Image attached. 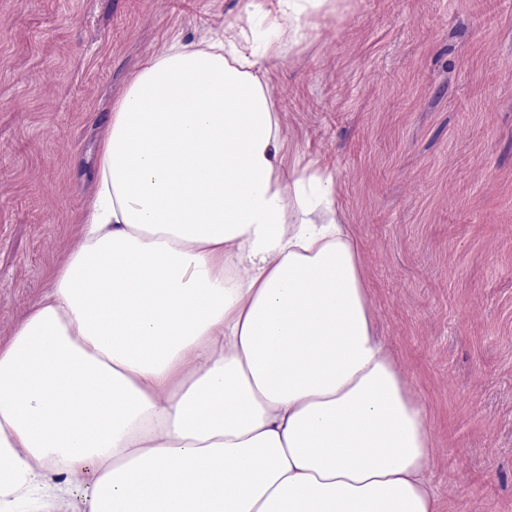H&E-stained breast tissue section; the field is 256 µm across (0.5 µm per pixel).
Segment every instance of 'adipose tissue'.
Here are the masks:
<instances>
[{
	"label": "adipose tissue",
	"mask_w": 512,
	"mask_h": 512,
	"mask_svg": "<svg viewBox=\"0 0 512 512\" xmlns=\"http://www.w3.org/2000/svg\"><path fill=\"white\" fill-rule=\"evenodd\" d=\"M276 2L243 3L262 45L171 38L113 106L80 243L0 346V512H438L333 177L283 167L265 64L333 0Z\"/></svg>",
	"instance_id": "adipose-tissue-1"
}]
</instances>
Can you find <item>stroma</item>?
I'll use <instances>...</instances> for the list:
<instances>
[{"instance_id": "35a3bbf8", "label": "stroma", "mask_w": 512, "mask_h": 512, "mask_svg": "<svg viewBox=\"0 0 512 512\" xmlns=\"http://www.w3.org/2000/svg\"><path fill=\"white\" fill-rule=\"evenodd\" d=\"M230 21L239 0H0V346L80 239L139 63ZM268 77L428 409L438 512H512V0H339Z\"/></svg>"}]
</instances>
